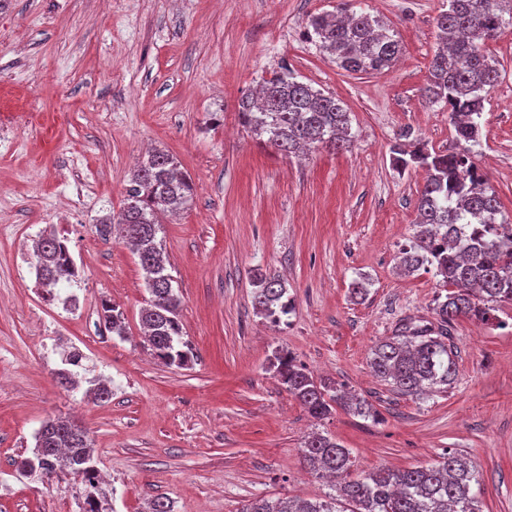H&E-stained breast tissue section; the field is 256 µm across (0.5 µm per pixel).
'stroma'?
I'll return each mask as SVG.
<instances>
[{
    "label": "stroma",
    "instance_id": "stroma-1",
    "mask_svg": "<svg viewBox=\"0 0 512 512\" xmlns=\"http://www.w3.org/2000/svg\"><path fill=\"white\" fill-rule=\"evenodd\" d=\"M448 0H7L0 9V512H68L80 481L20 474L42 422L84 427L112 512H238L256 497L327 492L300 453L309 433L352 452L356 471L412 468L445 452L483 477V512H512V306L500 325L468 318L448 328L458 349L446 391L393 392L369 367L379 339L403 324H436L444 289L434 272L402 275L424 184L391 147L411 131L453 149L448 110L424 94ZM368 13L401 51L380 74L348 72L319 51L307 21ZM487 49L501 77L481 118L474 162L512 218V26ZM288 66L350 114L349 148L288 157L239 119L242 97ZM173 154L193 200L163 226L181 297L183 338L197 354L168 366L141 339L148 293L139 259L96 227L119 211L130 174L151 148ZM67 237L83 279L69 313L20 275L14 255L46 228ZM283 279L292 310L274 324L253 309L255 273ZM366 279L365 298L350 284ZM122 312L107 330L102 302ZM81 351L100 402L58 381L47 332ZM288 353L315 376L365 397L377 419L338 409L312 418L280 384Z\"/></svg>",
    "mask_w": 512,
    "mask_h": 512
}]
</instances>
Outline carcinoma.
I'll return each mask as SVG.
<instances>
[{
  "mask_svg": "<svg viewBox=\"0 0 512 512\" xmlns=\"http://www.w3.org/2000/svg\"><path fill=\"white\" fill-rule=\"evenodd\" d=\"M507 24L512 25V0H448V10L437 19L444 48L432 59L425 92L429 101L448 106L460 149L438 153L423 143L411 150L400 143L391 147L397 166L427 172L417 200L415 232L402 249L400 268L409 274L432 267L443 286L451 287L444 299H436L439 326L409 325L370 349L374 374L402 395L433 394L454 383L456 363L447 325L460 317L487 322L499 307L512 305V219L502 214L498 197L473 161L481 141L485 94L499 79L497 61L485 47ZM307 33L340 68L354 73L380 74L401 51L395 35L367 14L316 15L309 19ZM239 113L247 128L266 136L265 144L284 155L351 143L349 112L336 97L298 81L286 67L264 79L257 96L242 98ZM192 195V180L176 159L155 149L127 181L120 211L97 226L103 238L119 229L137 254L149 294L140 311L146 342L155 357L178 367L188 365L194 354L182 341L181 298L157 235L167 214L186 208ZM33 249L44 285L78 283L79 271L64 240L45 235ZM286 294L282 279L262 276L255 281V308L278 323L292 309ZM101 320L123 334L124 317L112 305L102 304ZM273 367L288 394L314 418L327 416L334 404L359 417H377L366 399L316 377L290 355H275ZM301 456L312 474L327 480L330 491L313 499L257 497L245 501L239 512H482L481 474L471 461L452 452L425 466L356 474L349 449L316 434L304 442ZM93 458L87 431L65 417H53L41 424L32 455L19 462V471L44 481L71 475L85 483V495L93 499L106 495L91 482L96 474Z\"/></svg>",
  "mask_w": 512,
  "mask_h": 512,
  "instance_id": "1",
  "label": "carcinoma"
}]
</instances>
